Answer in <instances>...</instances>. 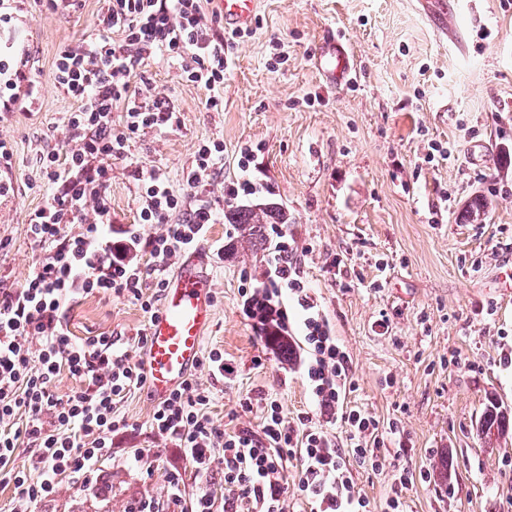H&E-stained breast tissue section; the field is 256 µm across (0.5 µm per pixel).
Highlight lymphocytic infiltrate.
<instances>
[{
	"label": "lymphocytic infiltrate",
	"instance_id": "1",
	"mask_svg": "<svg viewBox=\"0 0 512 512\" xmlns=\"http://www.w3.org/2000/svg\"><path fill=\"white\" fill-rule=\"evenodd\" d=\"M97 33L58 53L54 82L76 103L67 118L69 150L50 152L41 171L51 187L47 202L30 212L27 233L44 258L19 287L0 288V485L12 488L9 512H34L64 480L94 481L98 464L112 454V437L127 422L118 405L143 388L148 373L146 333L126 347L111 334L74 338L70 302L92 295L127 297L146 318L159 311L167 273L193 249L219 209L203 191L223 164L224 145L200 143L191 167L174 190L160 170L138 167L144 189L138 223L112 236V164L126 160L132 140L172 120L169 101L152 93L142 77L157 55L179 60L187 82L204 87L209 112H220V90L237 33L217 30L203 0H101ZM36 84L13 58L0 57V112L31 103ZM79 225L76 233L66 232ZM158 225L143 235L141 225ZM266 294L289 291L305 311V367L312 402L323 420L288 421L277 401L266 405L259 431L226 432L209 413L214 392L188 377L153 410L152 430L160 442L179 448L187 469L171 470L166 502L130 503L126 512H167L180 505L186 483L196 492L189 512H287L283 471L289 458L302 462L298 491L313 512H368L356 495L351 459L380 462L366 439L378 421L345 409L350 384L348 355L332 336L298 274L295 243L282 225H271ZM151 295H144V288ZM67 373L78 390L59 395L53 386ZM341 423L350 441L343 449L327 432ZM30 465H17L20 449Z\"/></svg>",
	"mask_w": 512,
	"mask_h": 512
}]
</instances>
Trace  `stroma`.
<instances>
[{
  "instance_id": "1",
  "label": "stroma",
  "mask_w": 512,
  "mask_h": 512,
  "mask_svg": "<svg viewBox=\"0 0 512 512\" xmlns=\"http://www.w3.org/2000/svg\"><path fill=\"white\" fill-rule=\"evenodd\" d=\"M98 0L57 12L24 0L28 26H0V52H23L38 86L34 107L0 113V141L12 153L9 195L0 197V286H19L44 252L28 238L30 211L51 192L39 158L68 150L72 100L53 82L61 46L96 29ZM341 31L361 77L330 87L312 55ZM224 109L208 112L205 88L187 82L178 61L160 57L144 78L168 99V124L132 142L112 165V226L137 221L135 166L161 170L173 188L199 143H224L222 184L242 174L261 185L255 203L288 209L297 266L322 318L350 358L353 386L344 405L379 423L382 466L353 469L355 491L383 504L401 469L413 482L404 512H512V432L486 444V408L512 415V0H260L252 34L232 50ZM449 159L431 154L432 146ZM253 151L241 171L240 148ZM481 219L471 220L474 204ZM233 225H212L203 243L214 320L203 349L223 350L235 369L213 381L211 412L226 431L259 430L263 397L289 420L313 413L303 363V312L289 296L279 306L295 353L284 359L260 337L246 296L262 287L265 252L243 250ZM73 336L103 332L126 342L148 322L128 298L90 296L68 312ZM255 396L250 410L240 399ZM148 390L118 406L129 425L101 464L112 497L64 480L37 512H123L128 501L162 500L167 474L183 467L177 448L152 467L128 455L156 444ZM447 461L450 477L435 467Z\"/></svg>"
}]
</instances>
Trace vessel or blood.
I'll list each match as a JSON object with an SVG mask.
<instances>
[{"mask_svg":"<svg viewBox=\"0 0 512 512\" xmlns=\"http://www.w3.org/2000/svg\"><path fill=\"white\" fill-rule=\"evenodd\" d=\"M225 31L251 27L257 0H215ZM315 65L336 88L355 81L359 69L346 40L323 39ZM213 320L212 284L201 269L200 254H192L168 282L162 306L148 327L150 393L161 399L175 390L195 369L201 342Z\"/></svg>","mask_w":512,"mask_h":512,"instance_id":"b4317fda","label":"vessel or blood"}]
</instances>
